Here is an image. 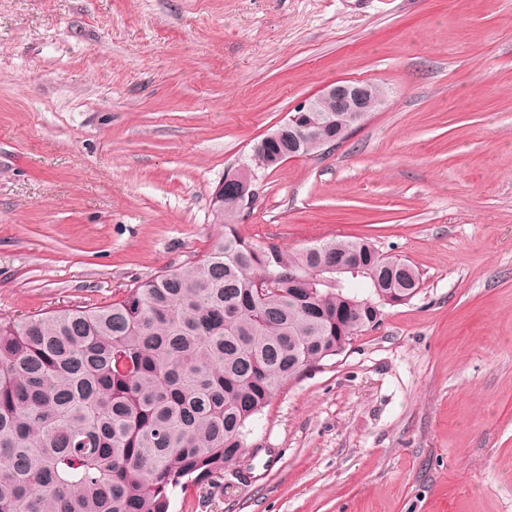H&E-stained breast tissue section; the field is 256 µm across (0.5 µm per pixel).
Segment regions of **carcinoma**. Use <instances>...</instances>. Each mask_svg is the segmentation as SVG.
Wrapping results in <instances>:
<instances>
[{"label":"carcinoma","mask_w":512,"mask_h":512,"mask_svg":"<svg viewBox=\"0 0 512 512\" xmlns=\"http://www.w3.org/2000/svg\"><path fill=\"white\" fill-rule=\"evenodd\" d=\"M311 113L315 136L261 141L279 165L347 139L345 112ZM204 254L103 306L0 320V512H169L171 495L224 476L248 426L286 382L381 321L392 288L422 281L364 239L257 245L224 220ZM353 257L363 271L336 274Z\"/></svg>","instance_id":"cac0c4a2"}]
</instances>
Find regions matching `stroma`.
<instances>
[{"mask_svg":"<svg viewBox=\"0 0 512 512\" xmlns=\"http://www.w3.org/2000/svg\"><path fill=\"white\" fill-rule=\"evenodd\" d=\"M339 79L385 106L258 172L238 231L366 237L422 286L170 512H512V0H0V318L205 251L215 188Z\"/></svg>","mask_w":512,"mask_h":512,"instance_id":"1","label":"stroma"}]
</instances>
